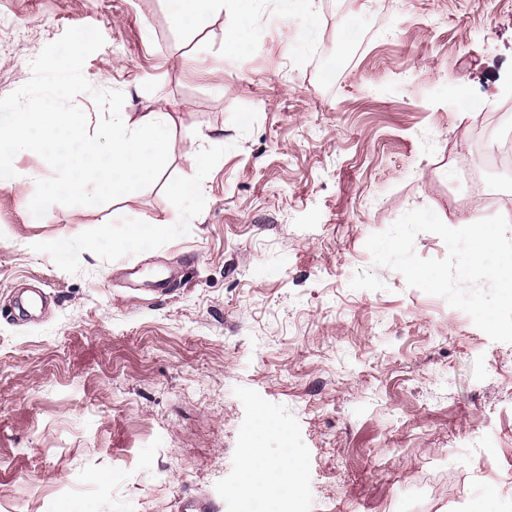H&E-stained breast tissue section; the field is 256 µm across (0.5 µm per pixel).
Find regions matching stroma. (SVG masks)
I'll return each instance as SVG.
<instances>
[{"label": "stroma", "instance_id": "1", "mask_svg": "<svg viewBox=\"0 0 512 512\" xmlns=\"http://www.w3.org/2000/svg\"><path fill=\"white\" fill-rule=\"evenodd\" d=\"M315 2L309 34L283 0L197 28L168 0H0V97L93 26L90 84L171 118L160 178L110 203L27 221L31 151L0 187V512H239L281 460L298 512H512V343L366 248L413 209L512 222V171L493 204L459 188L512 103V0ZM278 468H280L279 471L284 472L288 475V477H286V476L277 474V477L282 484L281 496L283 498H288V496H290L293 492V487L288 482V478L290 479L292 477V474L295 470L294 465L291 464L289 461H288V467H285V463H278V464H272V465L260 464L256 467H254V469L249 472V475L253 479H262L271 470L278 469Z\"/></svg>", "mask_w": 512, "mask_h": 512}]
</instances>
